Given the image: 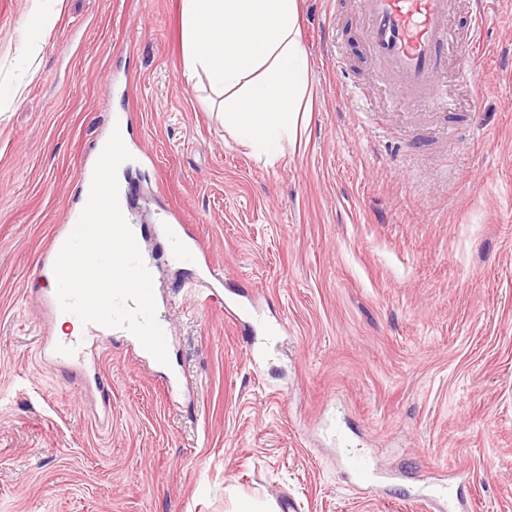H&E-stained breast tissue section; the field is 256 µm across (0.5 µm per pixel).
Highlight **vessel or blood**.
Masks as SVG:
<instances>
[{"label": "vessel or blood", "instance_id": "vessel-or-blood-1", "mask_svg": "<svg viewBox=\"0 0 512 512\" xmlns=\"http://www.w3.org/2000/svg\"><path fill=\"white\" fill-rule=\"evenodd\" d=\"M359 3L364 16L360 31L362 45L396 97L427 112L454 115L455 104L440 80L452 56L458 60L457 77L461 82L472 84L478 80L471 50L479 40L481 29L494 16L490 0H473L470 25L463 34L453 27L455 0H359ZM163 231L175 245L179 259L198 262L205 269V277L192 289L200 305H221L230 320L254 319L253 308L220 293L217 285L222 280L221 270L208 258L205 249L188 237L183 224L164 225ZM69 235L66 229L52 235L40 266L42 276L53 274L55 261ZM112 333V328L87 324L82 335L59 336L47 341L43 357L53 368L78 370L86 345ZM346 467L363 485H375L379 477L369 456L362 451L351 456Z\"/></svg>", "mask_w": 512, "mask_h": 512}]
</instances>
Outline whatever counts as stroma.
<instances>
[{
    "label": "stroma",
    "instance_id": "35a3bbf8",
    "mask_svg": "<svg viewBox=\"0 0 512 512\" xmlns=\"http://www.w3.org/2000/svg\"><path fill=\"white\" fill-rule=\"evenodd\" d=\"M180 8L0 0V512H230L242 496L433 512L422 498L448 472L472 512H512V0L482 31L477 83L448 63L455 143L382 83L358 0H301L314 106L272 165L225 129L219 92L183 82ZM343 72L368 111L344 104ZM123 111L130 223L180 212L223 291L255 301L257 340L287 330L252 366L246 327L186 296L202 270L147 235L168 361L123 336L92 350L112 384L105 425L42 357L35 271ZM357 449L385 476L373 491L341 467Z\"/></svg>",
    "mask_w": 512,
    "mask_h": 512
}]
</instances>
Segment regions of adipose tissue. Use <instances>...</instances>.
<instances>
[{
  "mask_svg": "<svg viewBox=\"0 0 512 512\" xmlns=\"http://www.w3.org/2000/svg\"><path fill=\"white\" fill-rule=\"evenodd\" d=\"M299 10V0H182L186 84L219 89L225 126L269 163L312 106Z\"/></svg>",
  "mask_w": 512,
  "mask_h": 512,
  "instance_id": "obj_1",
  "label": "adipose tissue"
}]
</instances>
